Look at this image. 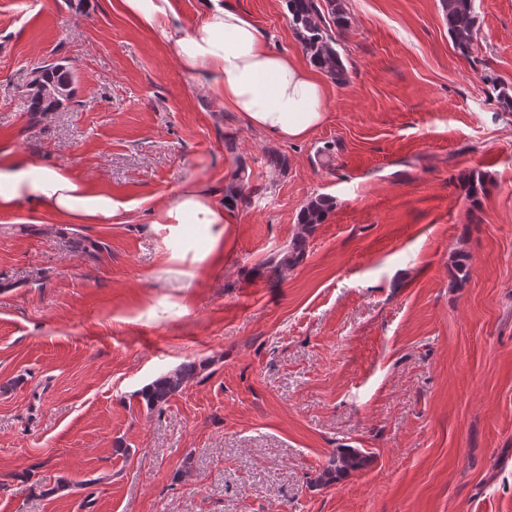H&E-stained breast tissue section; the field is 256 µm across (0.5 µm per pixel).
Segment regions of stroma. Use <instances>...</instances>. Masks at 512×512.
<instances>
[{"instance_id":"stroma-1","label":"stroma","mask_w":512,"mask_h":512,"mask_svg":"<svg viewBox=\"0 0 512 512\" xmlns=\"http://www.w3.org/2000/svg\"><path fill=\"white\" fill-rule=\"evenodd\" d=\"M234 2L302 55L285 0ZM345 5L349 81L281 142L217 109L117 0H0V158L133 201L243 160L262 190L223 251L195 230L180 259L145 214H0V512H512V112L492 86L512 84V0H475L467 58L439 0ZM51 60L77 93L34 117L26 79ZM469 172L489 182L476 204ZM319 195L334 207L300 262L268 265ZM189 362L148 408L142 389ZM340 448L367 464L319 482ZM61 478L89 487L53 493ZM196 366L184 364L148 384L141 392L142 398L152 410L161 411L175 393L195 378Z\"/></svg>"}]
</instances>
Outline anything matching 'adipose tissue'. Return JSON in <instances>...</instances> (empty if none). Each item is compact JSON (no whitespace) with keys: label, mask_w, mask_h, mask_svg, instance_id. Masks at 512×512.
Returning <instances> with one entry per match:
<instances>
[{"label":"adipose tissue","mask_w":512,"mask_h":512,"mask_svg":"<svg viewBox=\"0 0 512 512\" xmlns=\"http://www.w3.org/2000/svg\"><path fill=\"white\" fill-rule=\"evenodd\" d=\"M134 22L170 44L181 69L220 109L241 114L251 129L286 142L307 139L327 119L328 90L319 69L273 50L250 18L231 0H201L202 23L187 28L176 0H119ZM61 224H124L146 210L156 227L235 223L224 189L202 178L164 200L138 208L43 164L14 158L0 162V213L21 205Z\"/></svg>","instance_id":"ef3b65f1"}]
</instances>
